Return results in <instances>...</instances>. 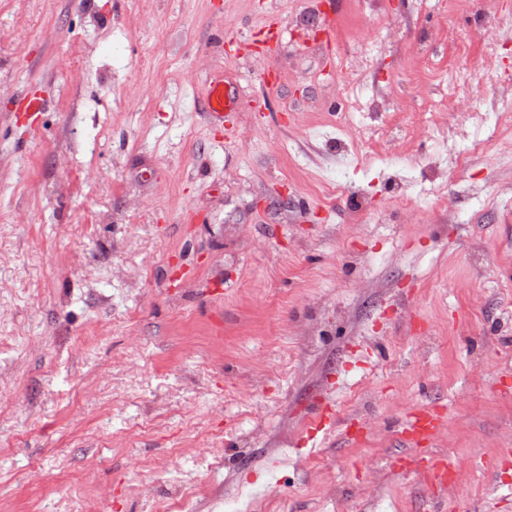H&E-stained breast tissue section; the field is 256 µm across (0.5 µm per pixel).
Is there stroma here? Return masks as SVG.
<instances>
[{"label": "stroma", "mask_w": 512, "mask_h": 512, "mask_svg": "<svg viewBox=\"0 0 512 512\" xmlns=\"http://www.w3.org/2000/svg\"><path fill=\"white\" fill-rule=\"evenodd\" d=\"M481 23L467 0H0V512H156L185 477L223 483L201 460L254 423L245 496L435 512L426 477L394 466L422 408L447 420L428 450L458 466L453 512H512V196H490L512 184V117L486 101L512 42ZM438 26L453 40L432 58L404 52ZM448 73L495 155L432 182L361 150L350 223L317 182L338 114L389 89L424 111ZM216 79L235 101L220 117ZM445 194L454 221L428 222ZM316 323L311 349L296 328ZM339 383L337 419L375 431L305 447ZM282 447L336 498L272 466ZM293 467L294 470L297 472H304L308 478L314 481L319 495L325 498L336 497V487L334 485L326 484L318 480L313 458L308 456H297L293 460Z\"/></svg>", "instance_id": "stroma-1"}]
</instances>
